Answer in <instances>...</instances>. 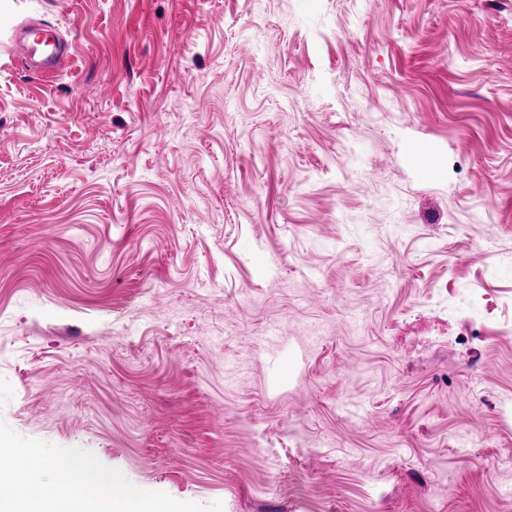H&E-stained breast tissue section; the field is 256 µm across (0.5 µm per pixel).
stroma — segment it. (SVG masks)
<instances>
[{
	"instance_id": "obj_1",
	"label": "stroma",
	"mask_w": 512,
	"mask_h": 512,
	"mask_svg": "<svg viewBox=\"0 0 512 512\" xmlns=\"http://www.w3.org/2000/svg\"><path fill=\"white\" fill-rule=\"evenodd\" d=\"M30 19L72 56L0 53V441L188 512H512V0Z\"/></svg>"
}]
</instances>
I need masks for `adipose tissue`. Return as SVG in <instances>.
Segmentation results:
<instances>
[{
  "instance_id": "1",
  "label": "adipose tissue",
  "mask_w": 512,
  "mask_h": 512,
  "mask_svg": "<svg viewBox=\"0 0 512 512\" xmlns=\"http://www.w3.org/2000/svg\"><path fill=\"white\" fill-rule=\"evenodd\" d=\"M4 457L13 464L0 468V512H176L125 478L104 476L89 460L48 458L0 443ZM47 465L56 476L51 487L41 477Z\"/></svg>"
}]
</instances>
